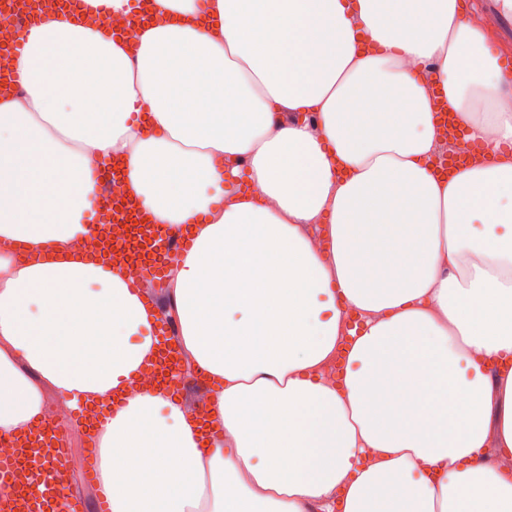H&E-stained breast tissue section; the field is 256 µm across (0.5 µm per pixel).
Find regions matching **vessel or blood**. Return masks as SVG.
Wrapping results in <instances>:
<instances>
[{
  "instance_id": "vessel-or-blood-1",
  "label": "vessel or blood",
  "mask_w": 512,
  "mask_h": 512,
  "mask_svg": "<svg viewBox=\"0 0 512 512\" xmlns=\"http://www.w3.org/2000/svg\"><path fill=\"white\" fill-rule=\"evenodd\" d=\"M97 236L102 255L113 260L124 254L128 275L135 281H159L166 267L193 244L189 230H171L143 218L133 201L109 199ZM157 376L174 383L180 358L172 339H165L154 363ZM69 439L60 423L43 420L19 437L18 452L0 459V495L15 512H83L68 491Z\"/></svg>"
}]
</instances>
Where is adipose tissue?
I'll use <instances>...</instances> for the list:
<instances>
[{
  "instance_id": "ef3b65f1",
  "label": "adipose tissue",
  "mask_w": 512,
  "mask_h": 512,
  "mask_svg": "<svg viewBox=\"0 0 512 512\" xmlns=\"http://www.w3.org/2000/svg\"><path fill=\"white\" fill-rule=\"evenodd\" d=\"M143 2L17 37L0 240L30 259L0 250V436L54 396L105 411L111 512H512V76L484 31L459 0H151L117 40ZM436 84L482 152L449 177ZM115 159L194 230L169 270L212 381L192 397L145 382L158 311L72 247Z\"/></svg>"
}]
</instances>
